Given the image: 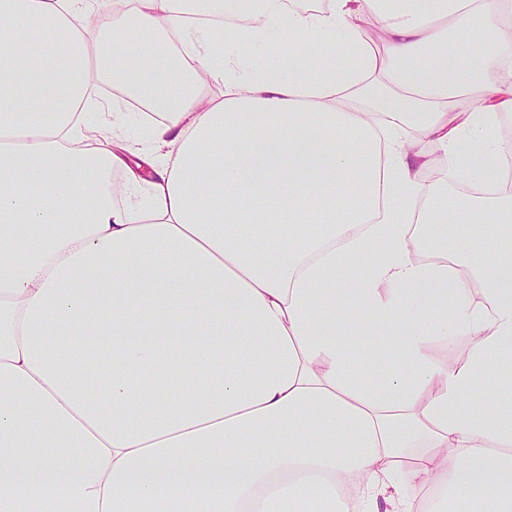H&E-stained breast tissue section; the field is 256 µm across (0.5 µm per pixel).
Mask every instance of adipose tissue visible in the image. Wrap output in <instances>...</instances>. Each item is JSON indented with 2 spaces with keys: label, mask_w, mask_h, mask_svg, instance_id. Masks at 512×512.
<instances>
[{
  "label": "adipose tissue",
  "mask_w": 512,
  "mask_h": 512,
  "mask_svg": "<svg viewBox=\"0 0 512 512\" xmlns=\"http://www.w3.org/2000/svg\"><path fill=\"white\" fill-rule=\"evenodd\" d=\"M510 29L512 0H0V512H512Z\"/></svg>",
  "instance_id": "adipose-tissue-1"
}]
</instances>
